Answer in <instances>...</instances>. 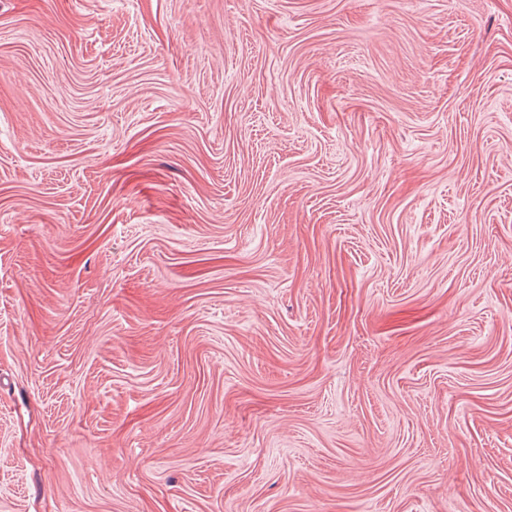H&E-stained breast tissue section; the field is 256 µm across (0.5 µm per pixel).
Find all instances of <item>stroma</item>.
Returning <instances> with one entry per match:
<instances>
[{"mask_svg":"<svg viewBox=\"0 0 512 512\" xmlns=\"http://www.w3.org/2000/svg\"><path fill=\"white\" fill-rule=\"evenodd\" d=\"M0 512H512V0H0Z\"/></svg>","mask_w":512,"mask_h":512,"instance_id":"stroma-1","label":"stroma"}]
</instances>
